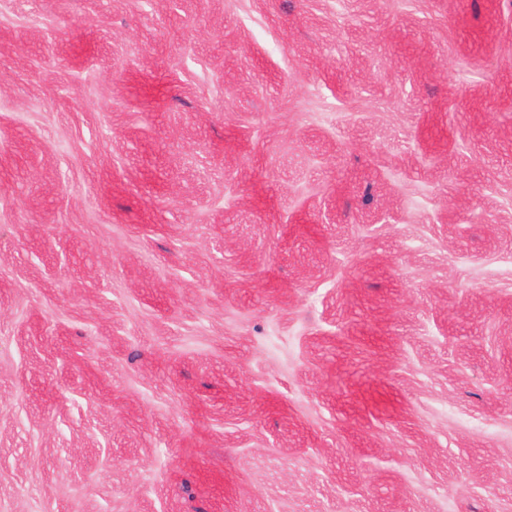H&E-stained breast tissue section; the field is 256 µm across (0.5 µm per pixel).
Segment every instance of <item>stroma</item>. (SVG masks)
Returning <instances> with one entry per match:
<instances>
[{
    "label": "stroma",
    "mask_w": 512,
    "mask_h": 512,
    "mask_svg": "<svg viewBox=\"0 0 512 512\" xmlns=\"http://www.w3.org/2000/svg\"><path fill=\"white\" fill-rule=\"evenodd\" d=\"M0 512H512V0H0Z\"/></svg>",
    "instance_id": "stroma-1"
}]
</instances>
